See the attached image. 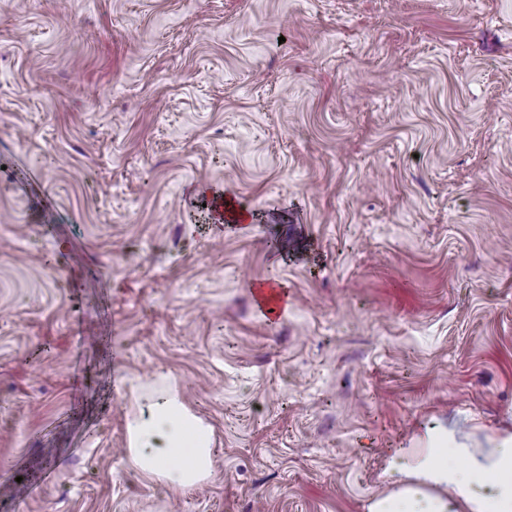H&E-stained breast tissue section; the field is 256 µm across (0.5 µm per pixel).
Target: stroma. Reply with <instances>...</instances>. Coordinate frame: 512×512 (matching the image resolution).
Returning a JSON list of instances; mask_svg holds the SVG:
<instances>
[{
	"label": "stroma",
	"mask_w": 512,
	"mask_h": 512,
	"mask_svg": "<svg viewBox=\"0 0 512 512\" xmlns=\"http://www.w3.org/2000/svg\"><path fill=\"white\" fill-rule=\"evenodd\" d=\"M427 422L512 428V0H0V512H365ZM255 296L257 303L272 320H276L288 304L287 291L274 283H260L257 285ZM126 431L127 456L138 472L180 489L212 476V429L170 382L147 395L134 389Z\"/></svg>",
	"instance_id": "stroma-1"
}]
</instances>
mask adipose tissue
Masks as SVG:
<instances>
[{"label": "adipose tissue", "instance_id": "ef3b65f1", "mask_svg": "<svg viewBox=\"0 0 512 512\" xmlns=\"http://www.w3.org/2000/svg\"><path fill=\"white\" fill-rule=\"evenodd\" d=\"M127 456L140 473L190 489L212 475L213 432L171 383L134 394ZM390 491L366 512H512V431L483 439L452 426L427 429L387 462Z\"/></svg>", "mask_w": 512, "mask_h": 512}]
</instances>
